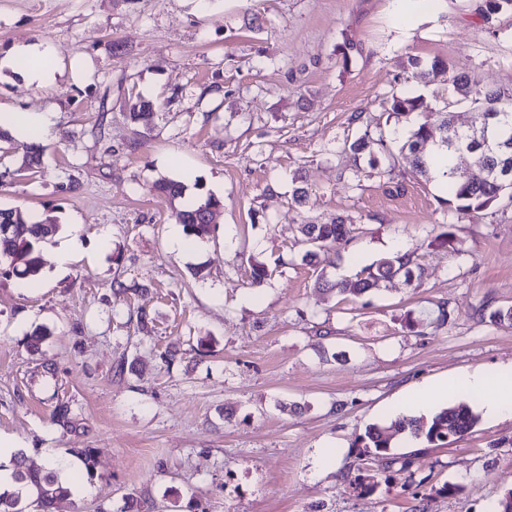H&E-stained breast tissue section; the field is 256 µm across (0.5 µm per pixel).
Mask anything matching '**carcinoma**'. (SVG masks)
Masks as SVG:
<instances>
[{"mask_svg":"<svg viewBox=\"0 0 512 512\" xmlns=\"http://www.w3.org/2000/svg\"><path fill=\"white\" fill-rule=\"evenodd\" d=\"M448 98L460 101L469 110L467 130L477 138L493 135L503 141H512V94L501 89L481 85L470 75L451 72L448 74ZM421 96L411 91L394 94L389 100V111L394 117L408 118L420 108ZM129 120L150 130L154 124L153 103L138 96L131 102ZM457 129V113L445 110L436 115L435 123L422 122L413 125L403 144L413 156L416 173L427 180L444 184L445 195L440 201L451 211L462 214L478 213L488 209L503 197L512 201V178L497 179L491 175L495 167L512 168V148H504L495 155L484 152L480 146L473 149V158L479 171L485 176L470 174L453 164L456 148L453 146L454 130ZM393 138L381 125L375 130H365L345 145L354 162L365 161L375 169L380 160L392 156ZM43 146L38 143L22 145V169L30 170L40 164ZM161 196L175 200L184 196L186 185L181 180L161 178L153 184ZM221 201L213 196L200 204H193L180 211V220L186 230L199 239H205L212 231L214 210ZM0 223L8 224L9 255L0 253V273L26 284L42 268L41 247L59 231L57 224L27 222L12 209H0ZM352 232L350 225L340 220L331 224H303L300 227L301 242L305 245L303 260L314 263L321 252L347 242ZM419 267L412 254L390 253L363 267L351 281L331 282L319 275L315 287L326 291L348 294L354 297L379 289L385 281L402 277L412 283L418 279ZM53 421L69 428L75 413L68 401H60L52 411ZM478 423V415L465 403L448 405L431 417H406L389 427L373 424L361 438L364 447L385 453L397 434L409 439H425L427 443L442 446L450 443L448 433L462 437ZM15 491L0 493V512H54L57 501L71 496L68 488L59 482L51 467L29 469L18 456L13 460Z\"/></svg>","mask_w":512,"mask_h":512,"instance_id":"cac0c4a2","label":"carcinoma"}]
</instances>
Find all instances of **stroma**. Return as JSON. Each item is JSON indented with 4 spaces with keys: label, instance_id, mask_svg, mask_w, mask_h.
I'll list each match as a JSON object with an SVG mask.
<instances>
[{
    "label": "stroma",
    "instance_id": "obj_1",
    "mask_svg": "<svg viewBox=\"0 0 512 512\" xmlns=\"http://www.w3.org/2000/svg\"><path fill=\"white\" fill-rule=\"evenodd\" d=\"M42 42L58 72L46 88L0 71V100L56 122L36 171L0 154V208L59 224L32 287L0 276V433L29 465L94 449L92 494L55 512H119L125 495L155 512H495L512 490V419L480 417L448 445L395 441L380 457L355 445L424 382L512 363V201L448 213L407 152L391 174L356 171L346 141L414 90L431 121L444 76L421 80L410 57L512 89V7L486 0H0V56ZM124 47L112 52L113 43ZM156 104L154 128L130 124L128 101ZM303 176L306 204L289 200ZM185 181L194 202L224 206L211 238L168 247L182 201L151 190ZM350 242L303 262L299 227L337 217ZM453 230L441 246L438 234ZM400 241L418 281L369 296L315 291ZM71 249L66 267L56 255ZM270 277L250 284V259ZM202 267V278L192 270ZM151 284L146 294L115 282ZM453 319L426 325L439 303ZM146 314L147 328L133 317ZM43 329L39 345L31 333ZM204 341L173 367L161 354ZM132 371L116 375L120 357ZM78 423L51 420L57 398ZM335 452L329 471L321 453Z\"/></svg>",
    "mask_w": 512,
    "mask_h": 512
}]
</instances>
